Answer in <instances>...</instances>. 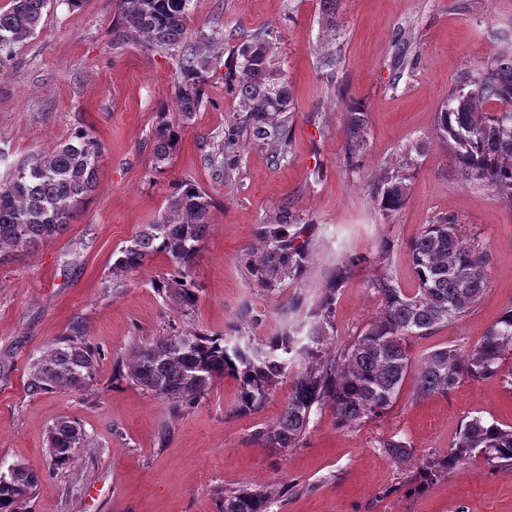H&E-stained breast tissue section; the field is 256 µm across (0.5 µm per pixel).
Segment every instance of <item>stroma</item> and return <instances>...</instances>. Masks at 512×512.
I'll return each mask as SVG.
<instances>
[{
    "label": "stroma",
    "instance_id": "obj_1",
    "mask_svg": "<svg viewBox=\"0 0 512 512\" xmlns=\"http://www.w3.org/2000/svg\"><path fill=\"white\" fill-rule=\"evenodd\" d=\"M115 3L85 0L73 8L50 0L47 24L0 61L1 180L78 129L102 145L97 187L71 223L0 264V471L19 464L39 475L31 512H220L225 493L246 488L269 492L271 512H512V469L483 457L421 476L471 417L512 425V391L501 378L421 396L410 374L383 416L342 427L330 407L317 408L303 440L275 452L253 432L276 420L288 383L254 414L236 416L232 378L216 380L195 408L177 412L121 376L135 344L173 325L209 334L237 329L257 344L299 325L341 264L349 270L336 293L329 344H350L380 309L371 280L391 277L414 293L408 244L438 217L489 249L490 286L464 317L429 335H408L405 344L417 363L443 347L470 350L512 307V202L464 181L434 128L464 73L512 36V0H337L332 42L321 26L322 0H189L185 43L222 39L225 64L238 61L256 32L276 43L292 98L289 136L277 146L239 134L238 164L220 167L214 156L237 123L238 101L223 70H213L199 111L159 171L155 129L179 121L176 59L141 41L113 43ZM400 33L408 50L401 67ZM328 44L342 58L337 77L319 65ZM340 83L367 108L366 150L356 169L344 160ZM419 143L425 150L409 172L405 204L383 215L373 187ZM185 179L215 201L191 270L199 300L186 314L155 287L165 257L123 279L112 276L119 249L139 225L160 217L174 183ZM286 211L306 225L313 260L301 278L268 291L252 280L243 252ZM74 320L100 351L95 379L82 392L30 395V363ZM63 415L76 418L93 445L53 473L45 438ZM391 439L405 442L412 456L385 455L381 444Z\"/></svg>",
    "mask_w": 512,
    "mask_h": 512
}]
</instances>
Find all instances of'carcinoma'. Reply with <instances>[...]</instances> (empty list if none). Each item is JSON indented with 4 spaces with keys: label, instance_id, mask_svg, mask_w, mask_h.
Listing matches in <instances>:
<instances>
[{
    "label": "carcinoma",
    "instance_id": "obj_1",
    "mask_svg": "<svg viewBox=\"0 0 512 512\" xmlns=\"http://www.w3.org/2000/svg\"><path fill=\"white\" fill-rule=\"evenodd\" d=\"M48 2L11 0V7L0 11V60L11 53L13 45L46 25ZM187 2L117 0L119 39L133 35L177 57L178 99L184 122L201 106L200 79L217 63L219 54L215 40L203 50L184 45ZM321 24L336 36V0H323ZM240 56L242 61L228 72L241 112L240 128L258 143L286 141V120L279 115L290 110V92L278 66L275 43L266 34H256ZM471 83L473 89L452 92L441 107L436 139L453 151L465 180L512 200V46L478 66ZM181 133L182 126L168 122L156 128L152 145L156 163L169 159ZM366 135V112L350 109L348 165L358 163ZM100 156L99 141L81 129L69 142L31 157L8 181L0 183V261L11 252L58 234L70 223L79 204L95 189ZM407 194L403 173L385 177L375 187L377 206L387 214L399 211ZM213 207L212 197L196 182L177 183L161 217L141 225L129 244L118 251L113 277L120 279L162 255L168 261V271L157 289L183 311L194 308L200 289L191 269ZM296 226L293 216H282L280 227L260 231V251L246 253L249 274L260 286L275 289L285 279H298L305 272L312 248ZM409 252L417 280L415 293H404L391 277L370 281L367 288L382 302L380 316L347 346L333 351L328 343L336 290L347 274L342 265L328 276L307 332L290 328L254 345L242 336L175 330L136 345L122 377L187 410L198 404L215 380L228 376L239 387L235 412L247 415L264 405L292 364L293 383L281 413L272 425L253 433L262 447L274 450L298 444L315 406H332L341 426L378 418L393 405L410 372L412 357L404 345L406 335L429 334L464 316L490 284V252L466 243L458 225L448 218L426 225L409 244ZM508 350L512 352V308L468 353L444 347L425 356L418 367V391L446 396L467 380L496 376L504 378L512 391V369L506 374L502 370ZM98 357V349L86 341L81 323H71L67 332L50 342L30 364L29 393L84 390L94 379ZM46 444L54 471L69 468L91 447L80 424L68 416L49 427ZM381 448L394 459L411 455L398 441L387 440ZM479 455L490 465L512 467V426L472 417L448 453L427 469L448 472ZM38 482V476L21 465L0 473V512H30ZM271 505V497L263 490H240L224 496L222 512H270Z\"/></svg>",
    "mask_w": 512,
    "mask_h": 512
}]
</instances>
